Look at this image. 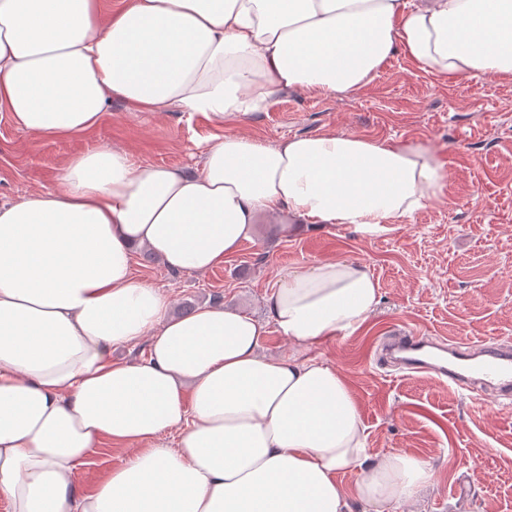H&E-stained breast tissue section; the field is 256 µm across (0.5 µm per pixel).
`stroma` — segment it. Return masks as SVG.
Returning <instances> with one entry per match:
<instances>
[{"instance_id": "1", "label": "stroma", "mask_w": 512, "mask_h": 512, "mask_svg": "<svg viewBox=\"0 0 512 512\" xmlns=\"http://www.w3.org/2000/svg\"><path fill=\"white\" fill-rule=\"evenodd\" d=\"M187 112H130L113 104L97 131L74 140L38 137L0 116V202L58 188L68 156L118 146L135 160L195 167L200 144L234 131ZM243 133L273 144L293 136L343 132L431 148L443 163L440 198L388 233L368 237L327 224L293 232L288 217L259 218L251 240L204 273L134 259V271L162 288L171 316L184 303L222 296L225 307L257 317L282 274L327 260L363 263L380 303L350 335L308 351L346 379L367 428L370 456L401 451L429 461L433 485L409 512H512V405L474 399L421 375L388 374L370 357L395 326L477 343L512 339V80L465 87L420 70L403 55L350 96L281 93L252 114ZM472 473L461 500L457 478Z\"/></svg>"}]
</instances>
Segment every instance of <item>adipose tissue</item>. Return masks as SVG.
I'll return each instance as SVG.
<instances>
[{
  "label": "adipose tissue",
  "mask_w": 512,
  "mask_h": 512,
  "mask_svg": "<svg viewBox=\"0 0 512 512\" xmlns=\"http://www.w3.org/2000/svg\"><path fill=\"white\" fill-rule=\"evenodd\" d=\"M453 80H512V0H0V112L84 137L121 102L241 123L289 90L349 95L394 53ZM426 149L326 132L230 133L181 169L124 149L65 159L56 190L0 203V499L8 512H403L429 462L370 459L345 378L307 349L380 299L366 266L292 271L261 321L220 305L172 318L133 258L203 273L263 214L395 229L442 193ZM296 355L261 353L268 329ZM148 339L142 360L112 350ZM122 451L91 486L77 472Z\"/></svg>",
  "instance_id": "obj_1"
}]
</instances>
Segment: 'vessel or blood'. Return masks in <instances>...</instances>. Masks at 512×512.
Listing matches in <instances>:
<instances>
[{
  "instance_id": "1",
  "label": "vessel or blood",
  "mask_w": 512,
  "mask_h": 512,
  "mask_svg": "<svg viewBox=\"0 0 512 512\" xmlns=\"http://www.w3.org/2000/svg\"><path fill=\"white\" fill-rule=\"evenodd\" d=\"M375 361L384 370L431 373L454 390L512 401V344L460 343L400 329L379 345Z\"/></svg>"
}]
</instances>
